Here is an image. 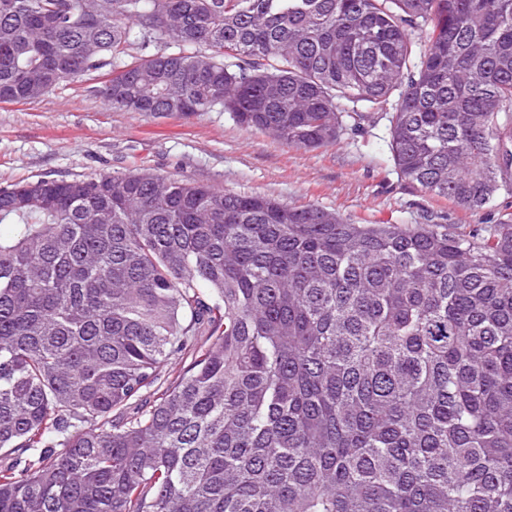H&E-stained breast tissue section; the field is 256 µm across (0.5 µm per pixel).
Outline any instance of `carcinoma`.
<instances>
[{
	"instance_id": "cac0c4a2",
	"label": "carcinoma",
	"mask_w": 512,
	"mask_h": 512,
	"mask_svg": "<svg viewBox=\"0 0 512 512\" xmlns=\"http://www.w3.org/2000/svg\"><path fill=\"white\" fill-rule=\"evenodd\" d=\"M104 69L292 148L381 112L403 182L512 195V0H0V102ZM0 224V512H512V216L129 171L0 187Z\"/></svg>"
}]
</instances>
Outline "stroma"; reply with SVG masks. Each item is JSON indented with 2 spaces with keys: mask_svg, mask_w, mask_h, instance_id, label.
Returning <instances> with one entry per match:
<instances>
[{
  "mask_svg": "<svg viewBox=\"0 0 512 512\" xmlns=\"http://www.w3.org/2000/svg\"><path fill=\"white\" fill-rule=\"evenodd\" d=\"M99 76L27 103H0V187L143 170L188 178L291 206L318 205L363 224H487L497 210L463 211L402 182L389 122L375 114L335 145L291 148L240 125L229 112L154 117L116 112L97 94Z\"/></svg>",
  "mask_w": 512,
  "mask_h": 512,
  "instance_id": "35a3bbf8",
  "label": "stroma"
}]
</instances>
